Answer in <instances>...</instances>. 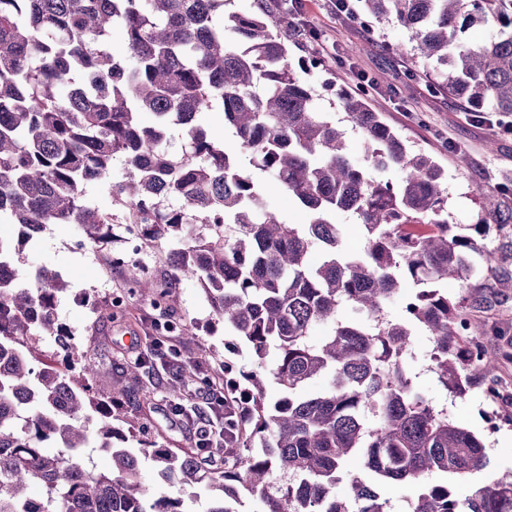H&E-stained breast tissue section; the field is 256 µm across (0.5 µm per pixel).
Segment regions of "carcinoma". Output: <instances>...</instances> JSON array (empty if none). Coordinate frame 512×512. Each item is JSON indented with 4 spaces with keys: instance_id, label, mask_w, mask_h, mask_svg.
I'll list each match as a JSON object with an SVG mask.
<instances>
[{
    "instance_id": "cac0c4a2",
    "label": "carcinoma",
    "mask_w": 512,
    "mask_h": 512,
    "mask_svg": "<svg viewBox=\"0 0 512 512\" xmlns=\"http://www.w3.org/2000/svg\"><path fill=\"white\" fill-rule=\"evenodd\" d=\"M231 2L0 0V222L18 230L16 245L0 239V512H184L175 473L214 495L206 512H235L226 498L239 501V488L262 512H390L381 492L389 482L420 486L409 512H512L508 476L463 497L431 481L483 470L484 443L429 402L407 367L422 331L445 391L498 383L481 325L439 284L465 278L480 241L512 214L487 201L476 223L454 231L441 168L409 150L364 99L343 95L366 164L353 160L344 131L318 107V89L288 59V0H256L246 14ZM359 2L365 16L400 23L413 56L467 109L512 112V0ZM475 25L496 35L468 45L461 35ZM116 29L120 55L107 48ZM215 105L234 153L198 121ZM144 112L153 123L142 122ZM173 128L180 154L166 148ZM117 158L127 170L112 185L120 220L85 202L87 185L109 179ZM393 168L403 171L395 184L382 178ZM260 173L308 211V223L287 224L272 210ZM338 211L364 231V253H345L343 225L331 221ZM117 223L168 242L172 280L195 281L253 361H272L237 380L249 399L244 424L224 407V447L247 449L230 468L215 464L212 448L179 454L142 435L124 410L130 387L99 395L97 361L58 322L60 275L43 268L35 285L19 283V255L47 225L77 224L101 247ZM397 297L401 322L385 314ZM342 307L368 321L337 318ZM318 322L331 331L313 345ZM321 376L328 387L303 395ZM271 381L284 392L273 403ZM132 439L139 450L126 446ZM91 443L112 449L111 470L69 454ZM143 455L163 479L151 489L140 482ZM357 456L363 474L352 469ZM344 477L351 497L339 500L331 490ZM31 485L40 497L27 494Z\"/></svg>"
}]
</instances>
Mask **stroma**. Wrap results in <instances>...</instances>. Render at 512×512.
Returning a JSON list of instances; mask_svg holds the SVG:
<instances>
[{
    "mask_svg": "<svg viewBox=\"0 0 512 512\" xmlns=\"http://www.w3.org/2000/svg\"><path fill=\"white\" fill-rule=\"evenodd\" d=\"M305 18L319 38L290 42V61L298 76L314 85L321 87L325 80H333L332 90H323L320 104L335 112L337 125L346 130L347 150L356 160H363L364 151L359 133L348 128L341 109L339 95L344 91L364 97L369 108L412 150L426 153L443 169L450 225L475 223L485 197L512 208V135L501 132L512 123V113L489 111L483 124L469 123L465 105L439 89L438 76L412 56L406 29L393 19L359 15L347 20L334 14L327 0H310ZM462 154L468 159L464 166L458 162ZM114 234L111 245L95 248L78 225H48L39 243L23 250L19 266L27 273L49 268L66 281L57 317L74 332L88 355L100 357L103 367L95 388L107 392L111 383L124 379L127 364L145 359L141 388L128 400V411L163 446L194 452L193 429L171 411L173 370L155 356L157 340L167 339L181 351L184 361L204 360V367L197 369L189 384L193 390L223 385L225 367L236 372L251 370L250 353L214 319L196 282H179L174 290L177 302L171 306L164 289L145 293L136 286L131 265L109 264V256L124 250L123 225H115ZM471 261L466 280H448V294L473 296L468 309L483 327L481 341L488 355L499 360L502 389L511 393L512 362L500 360L498 354L503 336H512V290L500 293L494 283L496 278L512 276V227L491 231ZM78 294L112 295L111 314L75 304L73 298ZM166 322L194 323L196 340H187L177 331L162 336L159 326ZM429 348L426 336H415L410 368L419 391L481 438L487 456L485 469L456 481L457 490L464 495L487 478L512 475V424L503 421L493 430L486 419L493 412L503 418L512 415V404L489 399L477 387L462 396L446 394L428 367Z\"/></svg>",
    "mask_w": 512,
    "mask_h": 512,
    "instance_id": "stroma-1",
    "label": "stroma"
}]
</instances>
